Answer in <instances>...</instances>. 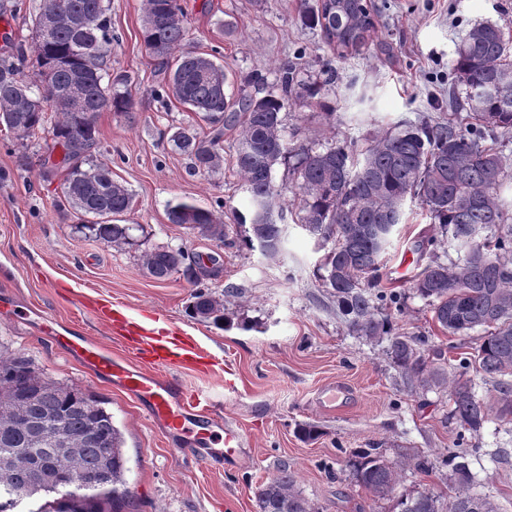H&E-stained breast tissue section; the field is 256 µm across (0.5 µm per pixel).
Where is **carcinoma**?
Instances as JSON below:
<instances>
[{
	"mask_svg": "<svg viewBox=\"0 0 512 512\" xmlns=\"http://www.w3.org/2000/svg\"><path fill=\"white\" fill-rule=\"evenodd\" d=\"M59 7L94 18L85 30L41 34V12L32 17V45H21L0 59V126L19 139L50 128L61 160L44 157L45 179L65 172L60 209L91 217L79 230L107 246L131 243L130 224L119 217L132 206L133 196L112 179L111 168L95 162L99 145L97 117L102 112H131L134 101L112 91L104 82L112 53V23L105 0H42L40 8ZM299 16L322 31L326 43L341 58L369 44L373 22L367 0H300ZM188 30L178 0H147L143 43L164 75L154 89L158 98L172 96L211 126L204 138L186 130L170 140L189 156L195 169L216 170L223 161L224 129L239 126L235 163L251 200L248 245L276 256L284 224L264 220L279 208L281 192L273 184V169L288 164L299 200L298 222L318 236L325 254L321 280L338 299L349 325L357 333L390 337L389 354L416 386L448 390L450 417L469 432H477L491 408L477 398L468 382L448 379L425 356L417 342L392 333L388 319L378 317L385 306L399 304L395 294L376 290L385 249L373 229L399 224V201L416 200L438 224L439 233L462 257L428 264L412 284L414 294L432 306L433 318L450 336L483 329L475 355L477 369L496 379L501 417L512 415V209L500 197L503 181L512 177L503 155L512 138V61L509 40L493 23L473 26L458 45L452 63L454 83L450 102L468 111L464 122H431L423 118L373 137L360 153L336 140L317 145L285 146L280 112L294 96L321 109L322 86L334 79H298L294 64L279 69L276 93L262 97H227L224 66L204 54L176 50ZM76 74L85 76L87 105L82 116L64 109L57 96ZM171 224H191L208 238L224 242V222L212 208L178 199L166 211ZM183 248L157 247L143 255L156 280L182 273L191 284L195 317L223 322V305L205 283L204 268L194 269ZM49 422L63 425L68 439L55 441ZM124 439L112 413L89 390L64 385L46 376L28 357L0 352V512L18 507L37 495L61 494L36 512H116L117 485L125 484ZM86 477L83 492L70 490L75 470ZM353 478L371 493L385 497L398 484V472L378 448H367L353 463ZM458 512H499L488 498L460 493L453 498ZM110 505L105 510L103 505ZM258 512H313L295 490V480L283 469L257 492ZM398 512H447L432 493H417L397 501Z\"/></svg>",
	"mask_w": 512,
	"mask_h": 512,
	"instance_id": "obj_1",
	"label": "carcinoma"
}]
</instances>
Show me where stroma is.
Wrapping results in <instances>:
<instances>
[{
  "mask_svg": "<svg viewBox=\"0 0 512 512\" xmlns=\"http://www.w3.org/2000/svg\"><path fill=\"white\" fill-rule=\"evenodd\" d=\"M0 0V58L14 44L31 45L28 10L13 13ZM189 29L185 50L216 52L231 98L264 96L276 88L278 68L294 62L300 79L331 69L335 82L323 95L332 116L295 97L282 109L286 144L333 138L356 146L396 125L421 118L447 119L451 61L457 43L479 23L512 35V0H367L375 32L368 49L337 58L320 30L300 19L298 0H179ZM112 18L110 75H128L134 112H103L97 119V162L134 196L127 224L140 225L137 245L110 247L78 233L79 215L59 210L62 176L43 180L39 159L49 133L16 141L0 129V351L22 353L48 377L82 386L103 400L123 433L126 480L131 492L121 512H258L260 485L288 467L314 512H394L399 496L429 490L454 494L451 470L412 467L416 455L443 456L472 449L470 493L512 512V422L491 416L474 436L461 437L449 419L445 392L413 385L388 354V337L353 332L336 300L316 275L323 252L316 239L289 223L277 257L250 248L251 228L235 221L249 196L235 166L237 132H224L223 162L209 174L194 171L170 140L179 128L204 137L209 127L174 99L159 100L163 83L142 39L145 0H109ZM178 198L217 208L226 237L216 242L189 225L169 223ZM421 205L407 203L379 269V286L401 294L402 311H389L395 332L428 342L425 354L442 351L449 378L471 381L479 399L499 397L492 378L463 368L481 342V331L443 335L427 302L410 282H394L391 268L403 253L415 271L430 263L425 244L437 236ZM185 247L207 258V281L224 303V324L189 312L191 288L182 274L159 281L143 267L145 250ZM116 305L128 315L148 314L160 335L189 343L203 361L164 368L186 389L209 394L220 427L242 435L234 461L214 467L187 454L185 435L165 433L132 396L67 355L55 334L91 338L118 358H132L129 338L91 312L93 303ZM317 427L304 438L302 426ZM376 446L401 468L395 494L373 496L352 477L354 451Z\"/></svg>",
  "mask_w": 512,
  "mask_h": 512,
  "instance_id": "1",
  "label": "stroma"
}]
</instances>
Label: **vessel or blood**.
<instances>
[{
	"label": "vessel or blood",
	"instance_id": "obj_1",
	"mask_svg": "<svg viewBox=\"0 0 512 512\" xmlns=\"http://www.w3.org/2000/svg\"><path fill=\"white\" fill-rule=\"evenodd\" d=\"M130 330L144 337L145 352L155 363H166L175 356L184 361L196 356L195 351L178 337L151 336L146 326L139 322L132 323ZM64 346L66 353L77 357L84 366L133 394L144 404L152 419L169 433L196 432L200 455L210 463L223 464V454L212 450L209 426L213 405L209 399L197 393L185 394L182 385L174 380L149 375L119 362L85 337H67Z\"/></svg>",
	"mask_w": 512,
	"mask_h": 512
}]
</instances>
